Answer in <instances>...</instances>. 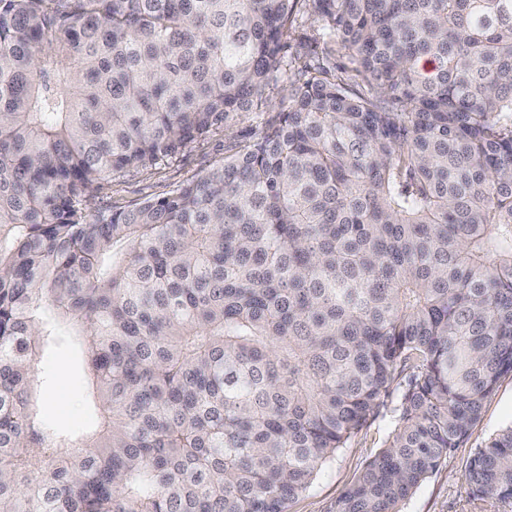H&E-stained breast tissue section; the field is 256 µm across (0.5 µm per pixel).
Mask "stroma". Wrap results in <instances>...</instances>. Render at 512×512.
<instances>
[{"label":"stroma","mask_w":512,"mask_h":512,"mask_svg":"<svg viewBox=\"0 0 512 512\" xmlns=\"http://www.w3.org/2000/svg\"><path fill=\"white\" fill-rule=\"evenodd\" d=\"M268 115L241 112L205 139L183 148L171 161L150 170H134L112 185L93 190L87 211L130 208L146 199L170 193L181 183L199 177L258 133ZM86 364L68 337L49 345L39 364L40 411L43 419L68 435L94 430L97 409L87 400ZM395 401H388L345 448L321 467L311 485L290 501L288 512H328L330 504L358 476L365 464L388 441L397 424ZM512 426V375L499 380L485 399L482 413L468 437L440 468L425 479L402 504L401 512H512V500L474 497L465 474L477 448Z\"/></svg>","instance_id":"1"}]
</instances>
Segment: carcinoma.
I'll return each instance as SVG.
<instances>
[{"label":"carcinoma","mask_w":512,"mask_h":512,"mask_svg":"<svg viewBox=\"0 0 512 512\" xmlns=\"http://www.w3.org/2000/svg\"><path fill=\"white\" fill-rule=\"evenodd\" d=\"M293 69L221 165L86 215ZM61 326L101 413L70 439ZM508 373L512 0H0V512H287L395 392L330 512H401ZM465 480L512 498V427ZM86 364L70 344L68 336L49 345L39 364L42 418L68 435L94 430L97 409L87 400Z\"/></svg>","instance_id":"cac0c4a2"}]
</instances>
